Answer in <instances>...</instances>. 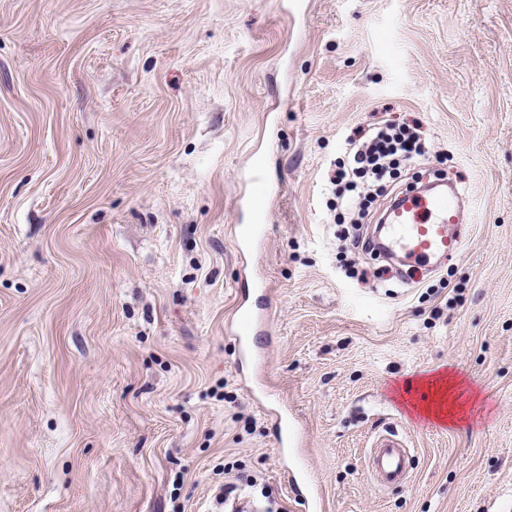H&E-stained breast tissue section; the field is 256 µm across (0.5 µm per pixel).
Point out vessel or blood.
I'll list each match as a JSON object with an SVG mask.
<instances>
[{"mask_svg":"<svg viewBox=\"0 0 512 512\" xmlns=\"http://www.w3.org/2000/svg\"><path fill=\"white\" fill-rule=\"evenodd\" d=\"M249 194L240 200L256 218L262 217L267 198L260 188L265 183L261 165H254L247 177ZM396 219L386 226V248L401 255L404 261L422 265L435 259L457 254L462 246L461 236L454 229L462 222V208L458 195L445 192L435 194H408L397 206ZM264 329L261 308L238 306L231 333L242 359L259 356L256 338ZM406 448L395 439L380 436L370 449L367 470L377 486L398 483L405 472Z\"/></svg>","mask_w":512,"mask_h":512,"instance_id":"obj_1","label":"vessel or blood"}]
</instances>
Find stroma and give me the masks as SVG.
I'll return each mask as SVG.
<instances>
[{
  "label": "stroma",
  "mask_w": 512,
  "mask_h": 512,
  "mask_svg": "<svg viewBox=\"0 0 512 512\" xmlns=\"http://www.w3.org/2000/svg\"><path fill=\"white\" fill-rule=\"evenodd\" d=\"M382 120L468 201L409 283L335 210ZM229 471L257 512H512V0H0V512H231ZM247 182L252 186L249 194L240 199L241 207L248 209L260 222L265 211L267 197L257 191V188L265 184L264 170L261 165H254L247 177ZM264 309L244 306L240 304L236 309V317L232 325L231 333L239 348V353L244 361L255 360L259 356L256 336L264 329ZM370 448L367 461V470L370 477L378 487L396 484L405 472L406 448L395 439L380 436L374 446Z\"/></svg>",
  "instance_id": "35a3bbf8"
}]
</instances>
